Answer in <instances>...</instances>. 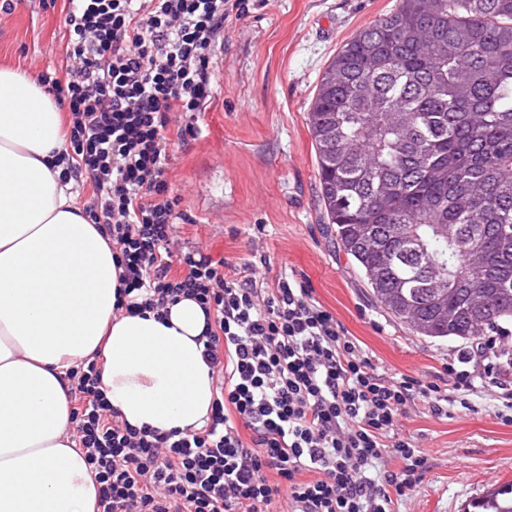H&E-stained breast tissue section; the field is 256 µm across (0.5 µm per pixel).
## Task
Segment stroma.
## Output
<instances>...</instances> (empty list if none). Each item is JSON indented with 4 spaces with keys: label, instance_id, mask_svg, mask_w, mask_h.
Returning a JSON list of instances; mask_svg holds the SVG:
<instances>
[{
    "label": "stroma",
    "instance_id": "stroma-1",
    "mask_svg": "<svg viewBox=\"0 0 512 512\" xmlns=\"http://www.w3.org/2000/svg\"><path fill=\"white\" fill-rule=\"evenodd\" d=\"M0 12V64L30 74L60 69L66 43L60 7L14 0ZM399 0H248L215 50V96L201 136L167 131L169 181L185 220L180 242L231 264L267 262L305 280L312 297L390 373L444 376L460 348L433 342L382 309L361 272L326 233L307 110L337 49ZM498 402L477 397L443 418L410 408L400 432L427 458L419 486L398 512H466L494 485L512 481V425Z\"/></svg>",
    "mask_w": 512,
    "mask_h": 512
}]
</instances>
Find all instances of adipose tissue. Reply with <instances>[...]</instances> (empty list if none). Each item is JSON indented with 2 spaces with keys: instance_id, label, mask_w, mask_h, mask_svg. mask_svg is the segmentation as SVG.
I'll use <instances>...</instances> for the list:
<instances>
[{
  "instance_id": "ef3b65f1",
  "label": "adipose tissue",
  "mask_w": 512,
  "mask_h": 512,
  "mask_svg": "<svg viewBox=\"0 0 512 512\" xmlns=\"http://www.w3.org/2000/svg\"><path fill=\"white\" fill-rule=\"evenodd\" d=\"M67 132L54 96L0 65V512H96L72 421L68 372L81 361L97 359L107 399L138 429L197 430L213 401L193 299L116 312L112 242L56 165Z\"/></svg>"
}]
</instances>
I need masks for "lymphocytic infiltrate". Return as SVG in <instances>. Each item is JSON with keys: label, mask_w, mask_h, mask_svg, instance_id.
I'll return each instance as SVG.
<instances>
[{"label": "lymphocytic infiltrate", "mask_w": 512, "mask_h": 512, "mask_svg": "<svg viewBox=\"0 0 512 512\" xmlns=\"http://www.w3.org/2000/svg\"><path fill=\"white\" fill-rule=\"evenodd\" d=\"M247 0H65V75L37 81L70 113L62 177L91 183L90 223L121 270L116 310L181 297L213 322L202 336L214 399L207 424L162 433L121 420L97 361L71 368L77 444L97 512H395L423 452L398 433L415 401L438 418L478 391L512 399V343L482 336L437 383L379 371L307 282L183 249L166 132H201L212 50ZM398 469L385 468L386 459Z\"/></svg>", "instance_id": "obj_1"}]
</instances>
